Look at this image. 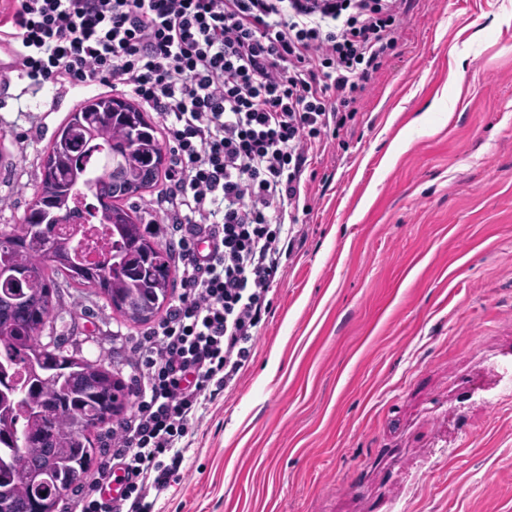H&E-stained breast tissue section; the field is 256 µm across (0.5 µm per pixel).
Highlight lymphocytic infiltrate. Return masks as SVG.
I'll return each instance as SVG.
<instances>
[{
    "label": "lymphocytic infiltrate",
    "instance_id": "lymphocytic-infiltrate-1",
    "mask_svg": "<svg viewBox=\"0 0 512 512\" xmlns=\"http://www.w3.org/2000/svg\"><path fill=\"white\" fill-rule=\"evenodd\" d=\"M14 2L0 18L8 69L36 88L123 87L173 150L155 205L181 292L134 349V403L103 466L73 491V512H153L190 421L248 362L305 168L356 116L404 0Z\"/></svg>",
    "mask_w": 512,
    "mask_h": 512
}]
</instances>
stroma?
<instances>
[{"mask_svg":"<svg viewBox=\"0 0 512 512\" xmlns=\"http://www.w3.org/2000/svg\"><path fill=\"white\" fill-rule=\"evenodd\" d=\"M0 72V234L95 84ZM306 168L247 368L154 512H512V0H407L396 49ZM41 336L132 383L147 327L54 278Z\"/></svg>","mask_w":512,"mask_h":512,"instance_id":"1","label":"stroma"}]
</instances>
